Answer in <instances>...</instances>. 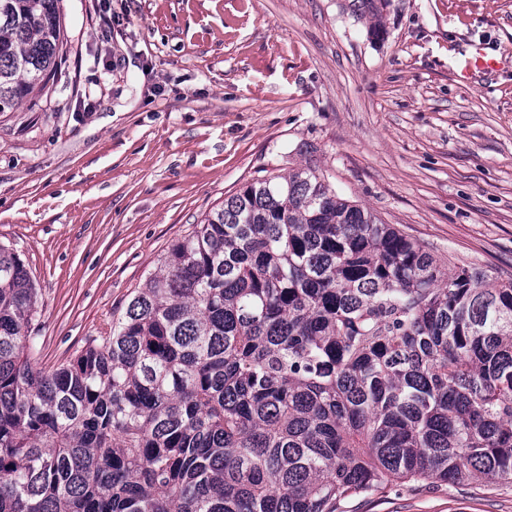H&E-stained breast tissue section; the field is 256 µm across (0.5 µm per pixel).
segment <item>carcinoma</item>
Segmentation results:
<instances>
[{
	"mask_svg": "<svg viewBox=\"0 0 512 512\" xmlns=\"http://www.w3.org/2000/svg\"><path fill=\"white\" fill-rule=\"evenodd\" d=\"M60 0H0V112L47 84ZM0 243V512H339L512 483V280L445 268L311 165L243 183L109 330L39 365Z\"/></svg>",
	"mask_w": 512,
	"mask_h": 512,
	"instance_id": "1",
	"label": "carcinoma"
}]
</instances>
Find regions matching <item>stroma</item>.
Instances as JSON below:
<instances>
[{
    "label": "stroma",
    "instance_id": "stroma-1",
    "mask_svg": "<svg viewBox=\"0 0 512 512\" xmlns=\"http://www.w3.org/2000/svg\"><path fill=\"white\" fill-rule=\"evenodd\" d=\"M63 61L0 112V243L41 360L100 335L244 182L319 167L448 266L512 279V0H61ZM482 44L495 70L456 62ZM343 512H512V485L398 483Z\"/></svg>",
    "mask_w": 512,
    "mask_h": 512
}]
</instances>
